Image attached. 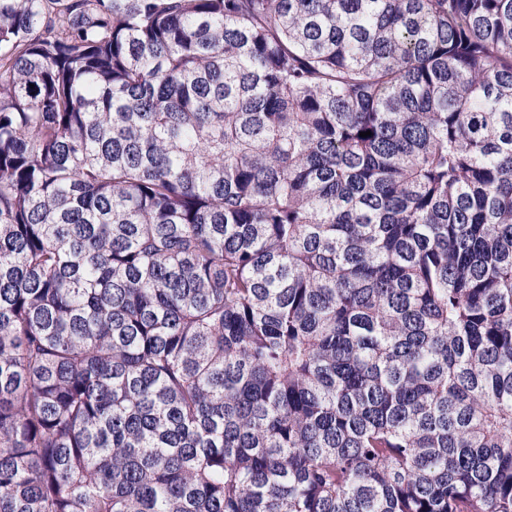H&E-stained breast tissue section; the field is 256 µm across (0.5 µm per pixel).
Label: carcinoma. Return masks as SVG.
Masks as SVG:
<instances>
[{
    "label": "carcinoma",
    "instance_id": "carcinoma-1",
    "mask_svg": "<svg viewBox=\"0 0 512 512\" xmlns=\"http://www.w3.org/2000/svg\"><path fill=\"white\" fill-rule=\"evenodd\" d=\"M0 512H512V0H0Z\"/></svg>",
    "mask_w": 512,
    "mask_h": 512
}]
</instances>
